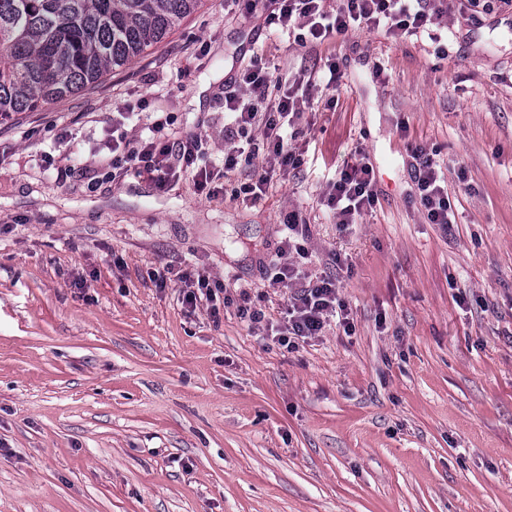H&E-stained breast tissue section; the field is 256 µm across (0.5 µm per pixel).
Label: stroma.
Listing matches in <instances>:
<instances>
[{"label": "stroma", "mask_w": 512, "mask_h": 512, "mask_svg": "<svg viewBox=\"0 0 512 512\" xmlns=\"http://www.w3.org/2000/svg\"><path fill=\"white\" fill-rule=\"evenodd\" d=\"M256 59L341 75L261 202L247 165L212 199L106 175L117 112L132 136L168 114L169 139L223 158L224 86ZM415 145L454 224L424 217ZM357 160L377 201L346 226L328 182ZM291 210L302 270L339 282L348 320L285 347L267 270ZM185 274L231 304L186 305ZM0 512H512V7L449 5L441 50L380 30L299 46L205 0L126 68L0 124Z\"/></svg>", "instance_id": "obj_1"}]
</instances>
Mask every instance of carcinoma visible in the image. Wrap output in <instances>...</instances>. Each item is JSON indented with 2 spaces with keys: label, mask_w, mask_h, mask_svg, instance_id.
Returning a JSON list of instances; mask_svg holds the SVG:
<instances>
[{
  "label": "carcinoma",
  "mask_w": 512,
  "mask_h": 512,
  "mask_svg": "<svg viewBox=\"0 0 512 512\" xmlns=\"http://www.w3.org/2000/svg\"><path fill=\"white\" fill-rule=\"evenodd\" d=\"M202 0H0V122L98 82Z\"/></svg>",
  "instance_id": "obj_1"
}]
</instances>
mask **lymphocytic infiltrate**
Returning a JSON list of instances; mask_svg holds the SVG:
<instances>
[{"label": "lymphocytic infiltrate", "mask_w": 512, "mask_h": 512, "mask_svg": "<svg viewBox=\"0 0 512 512\" xmlns=\"http://www.w3.org/2000/svg\"><path fill=\"white\" fill-rule=\"evenodd\" d=\"M244 7L247 16H261L266 25L305 45L321 43L335 36L363 30H383L399 39L431 33L444 27L448 0H339L327 9L326 0H231ZM236 88L224 95V111L233 120L224 127V168L233 170L245 162L255 167V181L247 192L253 202L263 200L274 173H287L299 157L294 142L293 119L309 101L308 91L286 90L281 80L251 64L235 77ZM165 120L154 119L147 134L131 137L118 131L112 138L113 173L146 176L160 189H167L181 175H190L197 193L214 197L215 172L205 164L206 141L189 133L176 141L162 137ZM419 202L428 223L447 224L452 208L448 191L437 165L423 148L411 149ZM375 172L371 165H346L331 185L329 203L340 224L354 223L365 209L375 204ZM269 275L271 285L287 289L288 304L284 327L278 341L319 335L336 311L339 286L320 278L302 281L291 264L274 260Z\"/></svg>", "instance_id": "f902f5d3"}]
</instances>
